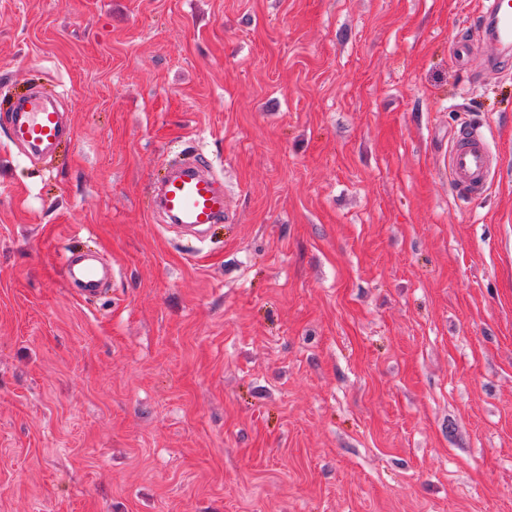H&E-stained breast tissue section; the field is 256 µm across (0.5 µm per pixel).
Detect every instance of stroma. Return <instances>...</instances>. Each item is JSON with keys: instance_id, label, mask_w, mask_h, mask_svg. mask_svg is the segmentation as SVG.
Returning a JSON list of instances; mask_svg holds the SVG:
<instances>
[{"instance_id": "stroma-1", "label": "stroma", "mask_w": 512, "mask_h": 512, "mask_svg": "<svg viewBox=\"0 0 512 512\" xmlns=\"http://www.w3.org/2000/svg\"><path fill=\"white\" fill-rule=\"evenodd\" d=\"M480 24L0 0V512H512V52L486 68ZM33 91L72 128L37 157L4 122ZM463 123L496 163L471 200ZM198 152L226 217L179 238L152 186ZM494 160L480 126L461 125L448 147V179L456 194L477 198L491 182ZM67 277L74 286L77 298L96 297L101 292L106 270L89 252L69 251L64 257Z\"/></svg>"}]
</instances>
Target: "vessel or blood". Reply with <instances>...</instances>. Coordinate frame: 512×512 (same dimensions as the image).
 Wrapping results in <instances>:
<instances>
[{"mask_svg":"<svg viewBox=\"0 0 512 512\" xmlns=\"http://www.w3.org/2000/svg\"><path fill=\"white\" fill-rule=\"evenodd\" d=\"M482 19L492 28L497 44L512 46V0H482ZM10 139L41 153H51L69 134L60 112L31 95L9 110ZM494 160L481 127L457 128L448 147V178L456 194L477 198L491 182ZM154 205L168 223L180 228L203 230L224 220V185L201 159H192L165 175L153 196ZM67 277L78 297L98 296L107 276L94 255L72 251L64 257Z\"/></svg>","mask_w":512,"mask_h":512,"instance_id":"b4317fda","label":"vessel or blood"}]
</instances>
